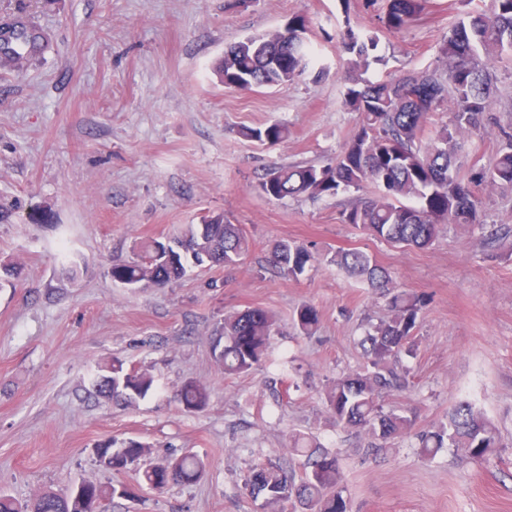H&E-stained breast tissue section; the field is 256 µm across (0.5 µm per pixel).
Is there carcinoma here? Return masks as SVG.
<instances>
[{"instance_id":"obj_1","label":"carcinoma","mask_w":512,"mask_h":512,"mask_svg":"<svg viewBox=\"0 0 512 512\" xmlns=\"http://www.w3.org/2000/svg\"><path fill=\"white\" fill-rule=\"evenodd\" d=\"M381 2L380 28L393 35L405 30L422 9L421 0ZM458 3V18L438 46L445 67L382 81L367 78L371 63L377 61L371 52L377 49L380 28L354 27L345 20L336 32V45L346 55L344 105L357 113V130L330 164L270 168L259 184L260 193L277 201L301 195L318 198L372 184L376 192L360 198L343 213L342 220L400 248L426 249L450 225L467 229L481 223V200L471 184L512 188V133H504V146L473 181L460 176L456 156L462 138L477 135L490 124L492 69L502 56L512 55V0H491L490 7L482 11L466 10L469 0ZM307 30L308 19L296 14L271 35L231 43L215 64L214 74L224 87L243 92L293 82L317 63L303 37ZM37 39L26 27H14L0 40V60L21 72V43L34 44ZM448 102L453 120L438 125L433 114ZM240 135L272 146L288 138V127L273 122L263 128L245 127ZM490 244L496 245L501 260L512 261L509 231L491 234ZM248 251L249 240L241 225L221 214L208 215L201 224L185 225L166 243L142 242L135 258L112 266V279L127 288H164L195 268L234 266ZM319 261L307 246L288 239L276 242L269 257L270 265L294 281ZM326 263L389 296L387 315L360 341L365 368L337 377L327 391L326 404L336 423L369 431L384 441L411 433L423 455L432 457L442 448H454L467 463L481 461L500 447L493 423L465 401L450 409L447 421L418 431L413 412L383 411L382 395L409 385L400 359L415 352L417 320L427 299L397 289L388 270L362 249H338ZM293 322L311 336L320 326V313L304 303L294 312ZM276 326L275 316L263 308L225 313L213 329L211 355L216 367L226 376L249 373L265 359ZM153 384L149 369H128L114 358L98 365L93 388L103 398L131 405L145 398ZM174 398L184 410L196 412L206 407L208 392L189 380L175 391ZM150 451L149 444L129 439L119 445L99 443L94 455L104 468L121 473L139 464ZM305 466L304 476L297 479L271 463L255 465L245 483L248 495L262 500L269 512L292 500L308 512H348L337 456L312 450ZM204 470V461L186 452L144 468L138 485L162 491L172 483H195ZM82 488L78 498L67 490H45L30 502L0 492V512H105L107 499L129 494L123 485L85 481Z\"/></svg>"}]
</instances>
